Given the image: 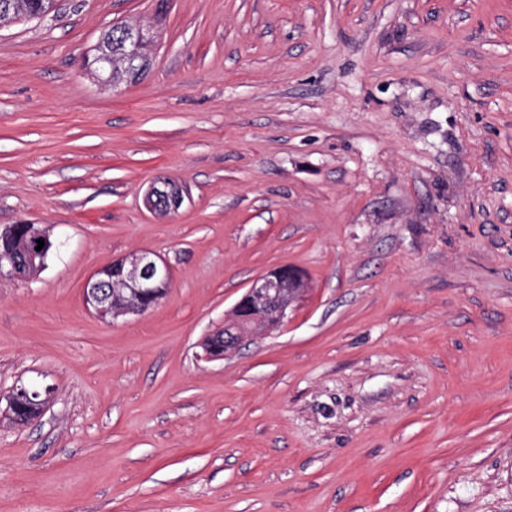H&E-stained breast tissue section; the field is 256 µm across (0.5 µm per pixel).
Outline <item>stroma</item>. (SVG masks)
<instances>
[{
	"label": "stroma",
	"mask_w": 512,
	"mask_h": 512,
	"mask_svg": "<svg viewBox=\"0 0 512 512\" xmlns=\"http://www.w3.org/2000/svg\"><path fill=\"white\" fill-rule=\"evenodd\" d=\"M120 21L156 37L112 89ZM182 207L145 204L156 179ZM0 512H512V0H58L0 29ZM147 249L165 297L108 323L82 290ZM309 286L223 359L252 282ZM153 38L141 25L114 24L111 31L84 55L83 65L104 85L114 89L123 81L142 76L150 68L152 57L145 53V49L151 48ZM184 198L182 186L172 180L161 179L150 186L146 194V205L151 211L167 213L178 210ZM0 238L4 241L0 249V276L19 277L25 269L29 275L37 272L55 246L50 235L36 224L10 225L1 230ZM38 239L44 240L40 251H36ZM52 394L53 388L50 385L36 386L27 385L25 383L16 384L7 395L0 394V421H2L3 418H7L12 422H16L17 417L22 420L31 418L34 414L33 407H35L34 416L40 415L49 403ZM20 399H24L30 405L21 402L16 411V417L14 409L16 402ZM3 400L6 401V407L4 409L1 407Z\"/></svg>",
	"instance_id": "stroma-1"
}]
</instances>
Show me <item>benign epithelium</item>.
Returning a JSON list of instances; mask_svg holds the SVG:
<instances>
[{
    "instance_id": "1",
    "label": "benign epithelium",
    "mask_w": 512,
    "mask_h": 512,
    "mask_svg": "<svg viewBox=\"0 0 512 512\" xmlns=\"http://www.w3.org/2000/svg\"><path fill=\"white\" fill-rule=\"evenodd\" d=\"M153 44V35L143 26L123 22L112 26L110 32L83 57V65L101 82L117 87L121 82L143 75L152 63L146 53ZM184 202V190L178 183L161 179L155 181L146 194V205L154 212L178 210ZM4 245L0 248V276H20L23 270L34 273L42 268L54 248L50 235L35 224H13L0 231ZM44 240L36 250L37 240ZM172 277L170 266L150 251L132 253L98 268L83 288L86 308L102 320L114 322L120 318L140 315L158 304L165 296ZM305 285L301 274L293 267L279 266L252 284L232 308L231 318L224 326L212 331L203 344L204 356L218 359L211 353L208 342L220 340L224 354L236 350L247 336L262 335L288 318V311L299 301ZM53 394L50 385L36 386L19 383L6 395L0 394V420L17 421L16 402L25 400L41 414Z\"/></svg>"
}]
</instances>
